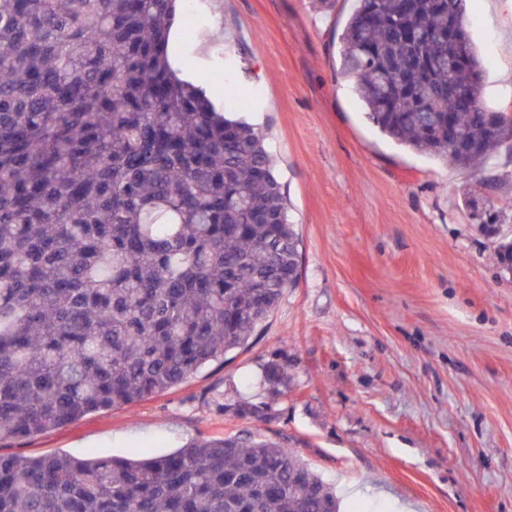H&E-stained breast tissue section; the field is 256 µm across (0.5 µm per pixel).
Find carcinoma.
Here are the masks:
<instances>
[{"mask_svg":"<svg viewBox=\"0 0 512 512\" xmlns=\"http://www.w3.org/2000/svg\"><path fill=\"white\" fill-rule=\"evenodd\" d=\"M176 0H0V437L184 382L244 345L299 280L282 186L248 123L170 65ZM465 0H359L341 75L408 150L471 173L489 132ZM469 89L468 106L448 86ZM430 117L424 120L420 112ZM503 267L512 235L485 229ZM263 385L288 390L271 361ZM265 401L239 404L262 418ZM0 512H338L281 442L151 457L0 455Z\"/></svg>","mask_w":512,"mask_h":512,"instance_id":"obj_1","label":"carcinoma"}]
</instances>
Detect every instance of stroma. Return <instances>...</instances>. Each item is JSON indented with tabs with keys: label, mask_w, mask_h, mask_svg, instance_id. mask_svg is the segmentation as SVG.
<instances>
[{
	"label": "stroma",
	"mask_w": 512,
	"mask_h": 512,
	"mask_svg": "<svg viewBox=\"0 0 512 512\" xmlns=\"http://www.w3.org/2000/svg\"><path fill=\"white\" fill-rule=\"evenodd\" d=\"M175 63L218 111L260 131L298 237L300 278L242 348L179 386L85 415L0 454L151 456L250 429L280 439L342 512H512V275L463 204L512 225V155L467 172L410 152L368 120L339 71L357 0H197ZM483 99L512 108V0H467ZM288 365L267 417L262 368Z\"/></svg>",
	"instance_id": "35a3bbf8"
}]
</instances>
